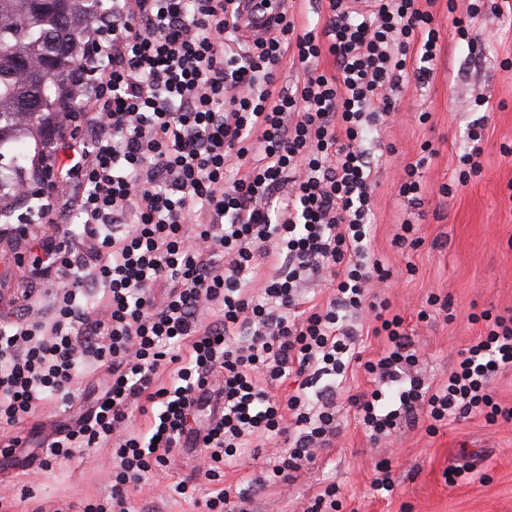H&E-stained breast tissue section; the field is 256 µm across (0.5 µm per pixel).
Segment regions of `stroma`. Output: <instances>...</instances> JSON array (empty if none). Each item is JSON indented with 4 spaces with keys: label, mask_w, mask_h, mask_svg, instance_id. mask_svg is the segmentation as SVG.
<instances>
[{
    "label": "stroma",
    "mask_w": 512,
    "mask_h": 512,
    "mask_svg": "<svg viewBox=\"0 0 512 512\" xmlns=\"http://www.w3.org/2000/svg\"><path fill=\"white\" fill-rule=\"evenodd\" d=\"M440 29V60L429 83L404 87L401 110L364 147L374 161V250L392 271L387 282L373 283L395 312L414 331L419 353L417 370L429 384L448 379L458 353L482 330L473 313L512 312V13H487L476 24L475 41L462 39L445 0L434 7ZM488 104L478 107L475 96ZM427 122H419L420 113ZM483 135L481 174L459 183L458 157L472 125ZM432 156H425V149ZM422 162L424 191L419 203L399 196L393 182L407 164ZM452 195L442 196L441 186ZM415 224L423 243L415 249L395 246L393 236L403 221ZM42 253L41 238L29 237L20 248L0 245V324L13 321L20 309L14 293L38 288L29 269ZM448 296L453 320L434 314L419 320L427 297ZM107 378L105 370L79 375L75 398L52 397L39 402L32 418L12 434L19 445L0 455V496L11 512H52L69 503L73 512L109 498L115 459L111 447L78 448L71 459L42 467L41 442L56 436L88 409ZM360 368L348 373L338 399L342 432L332 447L319 451L314 466L294 481L266 488L254 485L279 455L276 447L248 451L228 460L224 486L251 488L248 512H305L328 485L340 490L342 512H512V420L490 425L482 417L449 424L437 433L424 427L404 428L373 443L348 402L369 389ZM389 461L395 480L392 493L373 491L380 461ZM202 448L174 449L168 467L150 471L129 492L130 512H208L205 502L214 484L204 478ZM187 493H176L179 483Z\"/></svg>",
    "instance_id": "35a3bbf8"
}]
</instances>
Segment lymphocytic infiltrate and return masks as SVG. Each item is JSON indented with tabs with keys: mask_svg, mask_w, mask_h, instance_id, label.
<instances>
[{
	"mask_svg": "<svg viewBox=\"0 0 512 512\" xmlns=\"http://www.w3.org/2000/svg\"><path fill=\"white\" fill-rule=\"evenodd\" d=\"M242 2L112 0L111 39L87 74L95 92L66 112L45 157L49 187L31 195L42 223L70 212L82 232L39 263L50 318L0 328V425L49 397L73 400L75 376L106 369L95 407L46 445L50 461L113 445L110 500L84 512H129V486L186 442L207 450L210 478L233 450L284 443L262 483L292 480L339 435L336 389L354 364L378 383L349 398L373 440L424 418L431 433L479 414L512 419L492 390L512 369L511 313L481 312L482 334L432 387L413 373L403 317L368 290L392 272L371 250L375 182L361 144L397 110L392 89L432 77L436 0H326L320 30L287 0H262L276 25L253 38ZM327 57L333 70L319 67ZM290 60L304 78L288 92L276 79ZM273 255L283 263L255 301ZM321 271L333 295L305 305L300 284ZM216 305L221 318L202 323ZM365 313L384 340L372 358L356 347ZM173 341L187 355L168 354ZM164 367L168 386L156 383ZM287 380L294 394L276 399L270 385ZM203 406L208 426L191 429ZM133 407L151 440L125 433Z\"/></svg>",
	"mask_w": 512,
	"mask_h": 512,
	"instance_id": "obj_1",
	"label": "lymphocytic infiltrate"
}]
</instances>
